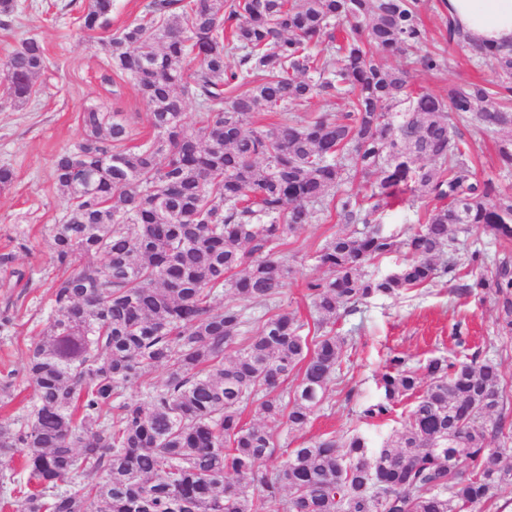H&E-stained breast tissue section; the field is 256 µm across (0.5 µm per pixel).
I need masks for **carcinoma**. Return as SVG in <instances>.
Segmentation results:
<instances>
[{
    "label": "carcinoma",
    "instance_id": "carcinoma-1",
    "mask_svg": "<svg viewBox=\"0 0 512 512\" xmlns=\"http://www.w3.org/2000/svg\"><path fill=\"white\" fill-rule=\"evenodd\" d=\"M113 2L84 0L80 30L108 28ZM447 36L491 61L498 81L445 98L410 90L412 73L441 67L438 54H411L425 40L418 0H153L149 19L100 40L109 69L146 101L153 139L128 146L125 115L90 106L81 139L55 159L66 209L48 238L63 276L26 352L35 402L0 421V465L19 458L27 475L8 477L1 510L266 512L284 496L285 512H462L512 487L490 360L433 358L419 370L392 357L383 399L364 415L404 399L411 408L370 471L361 435L288 449L269 428L309 426L338 378L336 320L375 295L459 280L495 297L512 334V263L487 270L478 251L440 261L455 229L512 240V195L478 177L453 123L496 134L512 170V45L480 44L451 23ZM396 55L403 65H388ZM48 60L42 39L26 38L3 66L9 99L30 97ZM188 97L201 109L194 123ZM316 98L343 108L288 116ZM262 112L278 121L255 126ZM354 172L375 177L368 194L339 191ZM401 194L441 205L399 240L375 225ZM329 208L342 228L318 251L327 277L307 283L309 334L280 309L292 269L279 246ZM402 248L394 274L365 272ZM226 291L237 302L215 306ZM154 368L166 373L159 386ZM133 386L138 399L126 397ZM254 403L262 422L249 424ZM85 473L101 481L60 487Z\"/></svg>",
    "mask_w": 512,
    "mask_h": 512
}]
</instances>
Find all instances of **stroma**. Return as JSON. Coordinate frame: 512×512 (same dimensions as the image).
Returning a JSON list of instances; mask_svg holds the SVG:
<instances>
[{
	"mask_svg": "<svg viewBox=\"0 0 512 512\" xmlns=\"http://www.w3.org/2000/svg\"><path fill=\"white\" fill-rule=\"evenodd\" d=\"M19 8L10 26L0 28V62L30 35L44 41L52 60L39 78L36 94L22 102H5L7 84L0 79V166L10 167L15 178L0 191V251H15V271L0 268V312L14 314L9 331L0 332V379L15 383V398L0 415L25 414L33 391L23 379L25 353L42 334L50 311L51 287L59 278L50 259L48 227L58 223L65 202L52 178L56 156L78 141L82 129L78 115L84 107L100 105L127 115L131 142L147 143L152 131L146 123V102L125 77L113 74L98 46L105 31L82 33L75 12H64L68 0H17ZM420 15L427 33L421 52L442 55L444 67L415 77L417 87L437 95L449 86L491 81L495 74L486 60L466 48L446 42L448 11L445 0H421ZM458 128L471 143L477 174L493 178L512 193V172L499 166L491 135L469 123ZM26 233L25 249H18L17 229ZM336 215L324 212L313 223L286 237L283 254L293 270L280 300L282 309L298 311L310 319L305 298L309 280L325 277L315 255L326 237L338 230ZM448 259L480 251L487 264L512 260V242L498 241L483 232H454ZM30 275L17 280L16 271ZM336 330L345 337L339 379L335 389L301 432L274 430L281 445L296 448L326 434H359L378 448L400 431L407 404L394 407L384 419H366L363 409L382 398L380 378L388 360L396 355L411 366L435 357L461 361L490 359L500 366L505 387L503 413L512 421V336L503 335L496 322L493 295L462 292L456 282L442 281L400 298L377 296L341 318Z\"/></svg>",
	"mask_w": 512,
	"mask_h": 512,
	"instance_id": "obj_1",
	"label": "stroma"
}]
</instances>
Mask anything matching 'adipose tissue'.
I'll list each match as a JSON object with an SVG mask.
<instances>
[{
    "mask_svg": "<svg viewBox=\"0 0 512 512\" xmlns=\"http://www.w3.org/2000/svg\"><path fill=\"white\" fill-rule=\"evenodd\" d=\"M448 15L475 41L512 43V0H446Z\"/></svg>",
    "mask_w": 512,
    "mask_h": 512,
    "instance_id": "adipose-tissue-1",
    "label": "adipose tissue"
}]
</instances>
